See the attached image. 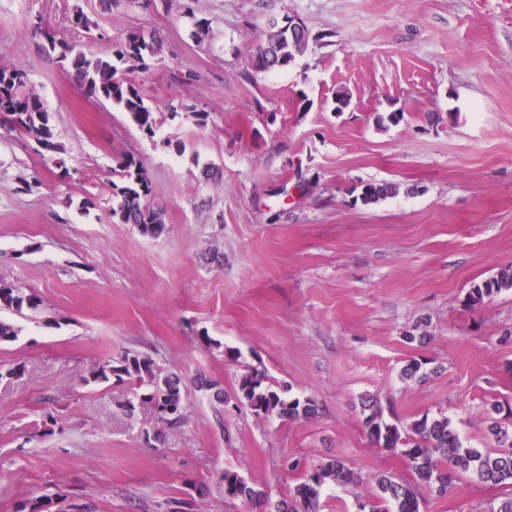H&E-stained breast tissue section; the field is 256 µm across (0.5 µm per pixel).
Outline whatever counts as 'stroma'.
Returning <instances> with one entry per match:
<instances>
[{
	"instance_id": "stroma-1",
	"label": "stroma",
	"mask_w": 512,
	"mask_h": 512,
	"mask_svg": "<svg viewBox=\"0 0 512 512\" xmlns=\"http://www.w3.org/2000/svg\"><path fill=\"white\" fill-rule=\"evenodd\" d=\"M78 7L99 12L0 0V64L29 73L64 147L41 155L0 121V281L42 300L0 344V512L57 492L71 512H249L225 496L224 470L274 504L336 458L357 480L325 485L320 512H356L376 476L413 478L368 437L365 397L401 427L444 414L465 445L497 449L490 424L512 432V290L479 305L468 292L512 266V0H199L201 41L185 0L115 10L94 40L71 26ZM285 14L308 28L307 50L253 73L268 20ZM37 20L101 56L126 31L160 36L134 78L206 126L162 111L153 141L88 103ZM123 153L144 165L160 237L112 215ZM367 182L399 192L365 206L353 189ZM128 353L181 379L184 416L155 444L150 412L120 407L127 384L90 380ZM412 361L423 380L402 379ZM255 369L317 413L257 416L197 386L231 396ZM511 494L463 474L420 512H488Z\"/></svg>"
}]
</instances>
